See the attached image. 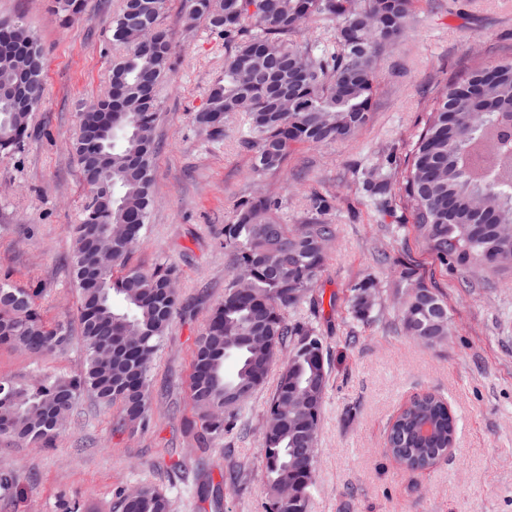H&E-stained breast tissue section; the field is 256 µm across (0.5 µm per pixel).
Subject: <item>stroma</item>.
Returning <instances> with one entry per match:
<instances>
[{
	"mask_svg": "<svg viewBox=\"0 0 512 512\" xmlns=\"http://www.w3.org/2000/svg\"><path fill=\"white\" fill-rule=\"evenodd\" d=\"M121 4L89 0L85 18L65 26L53 0H0V18L31 30L45 62V101L31 116V137L21 153L0 156V277L38 289L44 319L68 324L74 335L69 227L88 190L69 137L81 103L108 87L120 54L109 22ZM182 8V0H169L164 20L176 54L160 93L155 205L127 259L144 270H178L180 306L153 369L150 426L113 431L116 408L84 397L53 447L0 436V468L16 471L25 487L7 512H63L73 498L84 512H120L119 490L144 483L166 494L171 512H211L207 498L215 493L222 512H270L262 425L278 371L240 407L233 434L206 454L183 427L191 352L231 280L224 226L260 181L281 199L288 224L309 218L312 191L334 198L325 220L336 239L325 268L312 299L288 313L319 330L329 372L308 512H512V276L448 274L403 206L377 210L360 186L387 159L403 161L442 85L476 61L512 58V0H417L407 37L379 62L371 117L359 135L297 147L279 173L261 179L252 172L253 150L242 144L243 115L230 117L218 140L192 122L224 69V42L202 26L184 30ZM408 267L448 302L450 336L441 346L414 342L397 326L391 291ZM366 277L378 282L386 306L369 324L353 320L346 303L349 287ZM83 365L76 341L37 361L0 348V376H24L36 366L73 374ZM426 390L448 401L457 440L436 465L412 472L387 454L386 430L398 409ZM236 470L242 476L230 482Z\"/></svg>",
	"mask_w": 512,
	"mask_h": 512,
	"instance_id": "35a3bbf8",
	"label": "stroma"
}]
</instances>
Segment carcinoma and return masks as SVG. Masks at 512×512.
<instances>
[{
  "instance_id": "carcinoma-1",
  "label": "carcinoma",
  "mask_w": 512,
  "mask_h": 512,
  "mask_svg": "<svg viewBox=\"0 0 512 512\" xmlns=\"http://www.w3.org/2000/svg\"><path fill=\"white\" fill-rule=\"evenodd\" d=\"M87 0H55L67 21L86 14ZM184 21L203 23L224 39V72L209 85L193 123L212 137L224 134L233 113L248 119L245 144L255 170L278 172L300 145L355 138L370 119L378 60L404 34L415 0H186ZM167 0H124L112 17V42L124 55L112 61L107 95L85 104L71 141L90 195L72 228L70 268L78 289L85 363L71 376H0V435L48 448L83 394L116 406L118 431L144 429L150 380L161 342L179 308L175 271L130 268L128 253L154 205V132L159 89L174 69L175 51L163 18ZM333 23L334 42L305 35L310 23ZM21 80V96L0 91V153L21 152L29 116L44 100V62L31 33L0 20V76ZM456 121H448V113ZM366 190L384 210L400 197L417 236L445 269L512 275V59L481 64L450 80L417 135L401 181L374 172ZM277 196L257 191L240 201L224 225V250L233 278L197 338L188 381L197 448L233 431L224 396L234 388H262L279 353L292 344L264 421L262 460L268 493L277 504L288 489V512L309 496L314 470L302 449L316 447L328 370L321 338L311 327L288 324V311L309 295L324 270L334 225L320 219L332 207L321 192L309 196L314 218L286 224ZM364 278L352 285L348 310L367 322L378 301L363 302ZM401 331L416 342L448 339L447 302L407 268L395 288ZM35 291L0 282V348L40 358L67 350L64 323L44 321ZM237 360L227 375L224 363ZM456 420L433 392L413 397L390 422L386 447L404 468L433 466L454 444ZM0 493L23 494L11 469H0ZM121 512H170L157 487L119 493Z\"/></svg>"
}]
</instances>
